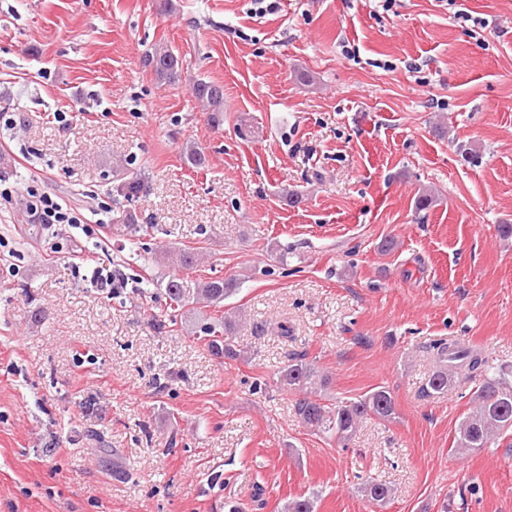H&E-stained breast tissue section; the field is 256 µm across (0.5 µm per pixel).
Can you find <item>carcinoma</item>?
<instances>
[{"instance_id": "obj_1", "label": "carcinoma", "mask_w": 512, "mask_h": 512, "mask_svg": "<svg viewBox=\"0 0 512 512\" xmlns=\"http://www.w3.org/2000/svg\"><path fill=\"white\" fill-rule=\"evenodd\" d=\"M143 65L151 68L156 80L164 84L178 78L182 61L172 49L158 45L145 53ZM222 90V86L203 79L193 87L196 98L207 104L209 121L214 125L224 121ZM112 177L116 195L127 201L145 188L143 179L134 173L119 171ZM165 256L184 270L198 264L196 252L186 249L167 252ZM239 285L235 278L194 280L173 274L161 290L173 312L182 311L198 317L201 339L213 356L237 360L247 354L245 348L236 345L231 337L237 321L224 317L212 322L208 309L224 306V301L238 291ZM429 352L435 365L422 387L428 396L447 392L449 377L455 374L471 377L487 372V360L482 352L462 339H437L429 345ZM276 383L299 393L296 413L306 427L327 434L339 443L350 441L367 420H388L394 415L392 396L384 387H377L358 398L323 403L320 391L327 386L328 378L303 355L292 356L279 367ZM474 402L475 409L459 422L455 430L454 451L461 455L478 448H488L501 434L512 430V384L508 382V369L501 368L497 374L484 379L474 393ZM363 492L370 502L385 506L392 500L394 490L390 485L372 479L365 483Z\"/></svg>"}]
</instances>
